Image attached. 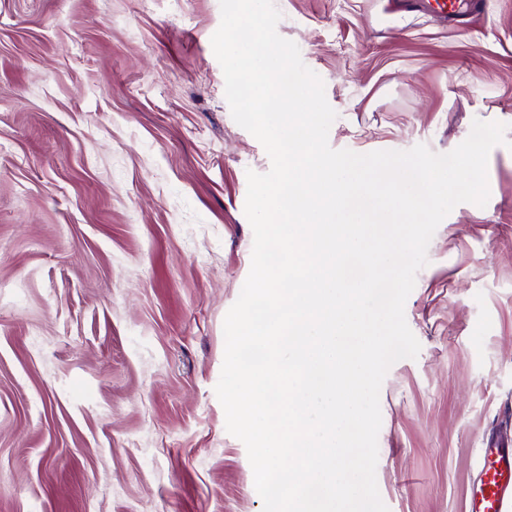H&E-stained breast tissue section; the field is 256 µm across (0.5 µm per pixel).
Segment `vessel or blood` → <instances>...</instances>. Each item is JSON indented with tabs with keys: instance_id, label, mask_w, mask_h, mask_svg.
<instances>
[{
	"instance_id": "1",
	"label": "vessel or blood",
	"mask_w": 512,
	"mask_h": 512,
	"mask_svg": "<svg viewBox=\"0 0 512 512\" xmlns=\"http://www.w3.org/2000/svg\"><path fill=\"white\" fill-rule=\"evenodd\" d=\"M443 21L457 22L480 11L483 0H427ZM512 504V448L498 446L481 452L480 477L471 492L469 512H506Z\"/></svg>"
}]
</instances>
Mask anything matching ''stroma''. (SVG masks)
Masks as SVG:
<instances>
[{
	"instance_id": "obj_1",
	"label": "stroma",
	"mask_w": 512,
	"mask_h": 512,
	"mask_svg": "<svg viewBox=\"0 0 512 512\" xmlns=\"http://www.w3.org/2000/svg\"><path fill=\"white\" fill-rule=\"evenodd\" d=\"M447 24L402 0H274L332 148L447 153L507 124L485 206L436 229L380 390L389 512H468L512 444V0ZM219 0H0V512H263L215 387L251 268Z\"/></svg>"
}]
</instances>
